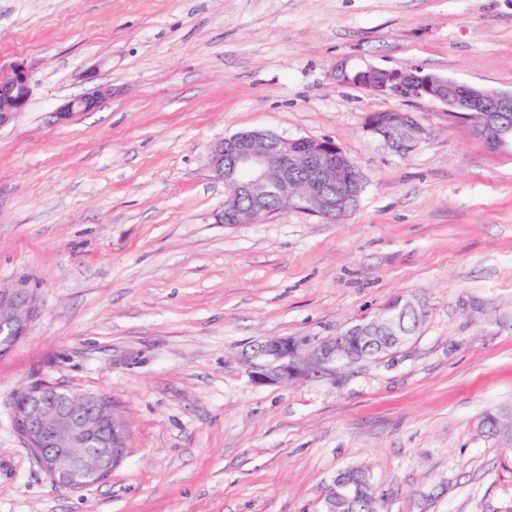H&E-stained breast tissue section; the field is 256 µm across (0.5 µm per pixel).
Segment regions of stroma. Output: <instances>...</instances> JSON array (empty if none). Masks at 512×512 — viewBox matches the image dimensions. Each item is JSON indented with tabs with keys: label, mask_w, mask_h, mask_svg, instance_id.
Segmentation results:
<instances>
[{
	"label": "stroma",
	"mask_w": 512,
	"mask_h": 512,
	"mask_svg": "<svg viewBox=\"0 0 512 512\" xmlns=\"http://www.w3.org/2000/svg\"><path fill=\"white\" fill-rule=\"evenodd\" d=\"M18 59L0 286L39 313L0 357V512H321L353 465L379 512H512V452L480 427L512 410V147L336 80L418 64L510 91L512 0H0V64ZM387 110L427 139L390 150L364 126ZM248 130L334 140L364 176L356 208L217 223L210 148ZM402 295L427 316L390 355L252 385L249 345ZM38 379L121 403L131 440L101 484L54 486L16 434L13 394ZM111 88H103L96 91L95 94L78 97L70 100L64 107L56 112L59 120L65 119L75 112H90L96 109L101 100L111 96Z\"/></svg>",
	"instance_id": "35a3bbf8"
}]
</instances>
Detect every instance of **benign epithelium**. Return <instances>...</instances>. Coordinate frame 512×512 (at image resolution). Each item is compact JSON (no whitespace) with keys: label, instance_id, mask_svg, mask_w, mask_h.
Listing matches in <instances>:
<instances>
[{"label":"benign epithelium","instance_id":"benign-epithelium-1","mask_svg":"<svg viewBox=\"0 0 512 512\" xmlns=\"http://www.w3.org/2000/svg\"><path fill=\"white\" fill-rule=\"evenodd\" d=\"M33 65L17 60L0 67V128L25 110L31 91ZM342 83L358 84L390 99H428L455 114L480 118L494 147L512 145V126L501 123L512 112V91L503 92L462 83L429 72L419 65L384 69L369 66L337 69ZM112 95L103 88L70 100L56 112L65 119L90 112ZM367 131L394 152L406 154L428 132L406 112H373ZM216 175L227 196L217 222L259 223L267 219V201L277 197L288 209H301L328 222L354 210L364 188L363 176L343 149L329 139H286L269 132H239L211 148ZM242 200L249 206L239 207ZM38 312L23 286L0 288V356L8 354L28 332ZM425 317L413 297H398L371 316H363L331 336H273L242 351L255 386L336 378L351 365L381 358L401 347ZM13 425L24 446L55 485L79 490L104 481L126 457L130 429L121 406L110 395L79 392L49 380L22 385L13 401ZM354 487L332 482L323 512H335L336 499H348Z\"/></svg>","mask_w":512,"mask_h":512}]
</instances>
